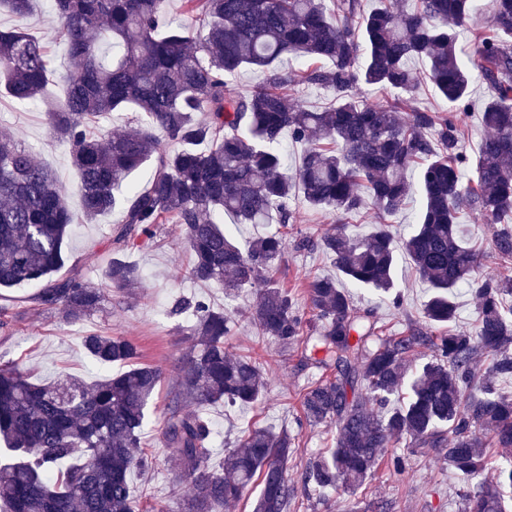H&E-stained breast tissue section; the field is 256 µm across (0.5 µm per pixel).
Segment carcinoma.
<instances>
[{
  "label": "carcinoma",
  "mask_w": 512,
  "mask_h": 512,
  "mask_svg": "<svg viewBox=\"0 0 512 512\" xmlns=\"http://www.w3.org/2000/svg\"><path fill=\"white\" fill-rule=\"evenodd\" d=\"M53 6L64 97L46 96L52 61L20 26L0 29V95L42 103L51 132L70 148L86 221L111 211L126 187L109 281L137 282L139 269L118 255L149 243L162 224L180 225L192 280L222 285L228 299L253 289L249 315L259 335L285 347L300 341L306 361L336 368L301 395L307 424L336 422L333 447L301 470L305 489L352 493L384 460L403 471L408 457L387 448L404 441L410 453L445 459L478 480L460 494L459 512H509L512 397L497 381L512 378V306L503 305L512 277H476L482 255L457 218L477 214L498 253L512 259V0H491L492 23L471 32L465 56L459 28L477 0H376L368 12L361 0H185L187 24L168 17V0ZM31 9L32 0H0L18 19ZM411 57L427 61L448 114L402 113L416 84ZM246 70L260 71L263 82L243 91L234 79ZM476 82L488 90L479 112L486 136L472 160L461 144ZM361 84L387 97L362 103L352 94ZM296 85L331 89L335 102L310 110L290 97ZM120 110L138 114L133 130L107 139L93 130L98 117ZM286 134L307 145L292 174L281 151ZM413 165L421 204L400 250L430 285L423 317L451 323L455 292L466 284L478 299L474 332L382 338L373 313L353 308L344 286L324 276L308 278V321L271 276L295 221L290 197L298 189L309 206L343 215L375 209L378 224L366 235L340 229L298 246L332 257L349 285L387 294L398 250L388 217L410 194L403 172ZM144 167V185L126 184ZM226 216L278 227L243 248ZM72 224L51 173L0 136V288L42 282L38 303L75 321L98 311L105 294L77 275L58 276ZM193 311L195 343L176 365L177 388L163 409V447L176 480L191 487L179 512H223L254 483L253 512H291L288 433L252 427L211 467V430L199 409L255 405L267 381L258 360L227 348L224 311L203 300ZM83 345L97 363L128 369L93 386L72 377L36 384L18 364H0V512H171L142 509L129 480L132 470L154 466L140 436L163 371L136 362L138 347L124 336L92 333ZM422 345L430 359L411 362Z\"/></svg>",
  "instance_id": "obj_1"
}]
</instances>
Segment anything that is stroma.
<instances>
[{
  "label": "stroma",
  "instance_id": "obj_1",
  "mask_svg": "<svg viewBox=\"0 0 512 512\" xmlns=\"http://www.w3.org/2000/svg\"><path fill=\"white\" fill-rule=\"evenodd\" d=\"M22 25L41 40L52 60H59L64 46L59 40V20L52 0H37L30 16L16 20L0 15V27ZM0 134L8 135L31 150L37 161L55 176L72 212H79L78 174L72 166L69 148L51 133L39 105H18L0 98ZM289 207L296 217L295 231L320 236L347 225L349 231L366 233L373 222L371 210L339 217L311 208L302 193H294ZM123 213L121 208L100 216L93 223L76 220L70 230L65 252V268L85 282L104 288L105 300L99 311L80 321L64 320L58 311L36 303L40 284L25 283L0 292V361H15L28 370L34 380L49 383L72 376L86 384H94L106 373L121 372V365L103 367L93 361L83 347V338L93 332L124 336L139 347L141 362L163 370L164 378L148 410L142 445L156 458L154 470L135 472L130 477L135 497L144 503L177 508L190 487L176 484L174 466L166 459L160 442L161 411L173 393L174 368L178 359L192 347L191 315L178 312L180 303L201 299L213 308L226 310L232 317L228 337L230 352L257 358L263 363L269 390L262 404L243 409L224 403L205 406L202 416L215 435L213 464H220L224 448L232 444L242 431L258 426L285 431L295 436L298 450L288 462L291 478H298L302 466L332 444L334 427L309 426L301 414L300 396L311 382L325 377L322 367H301L303 348L283 347L262 338L250 322L247 307L253 300L250 291H242L235 299H227L222 287L201 284L185 274L188 263L180 225H162L149 244L132 251L128 259L141 271L140 282L131 288L107 287L104 273L111 258V243ZM473 242L483 251L481 277L512 276V260L502 259L492 248L490 232L477 215L464 212L458 219ZM337 276L332 258L320 251L300 252L288 248L274 269L273 276L303 297L310 276ZM399 305L366 288L351 289L354 306L374 313L384 335L404 336L410 329L425 327L421 305L429 294L408 260H398L395 268ZM474 480L458 474L446 461L412 457L401 472L382 467L367 485L353 493L330 491L323 495L300 492L296 512H365L368 500L391 501L390 512H459V495L472 489Z\"/></svg>",
  "mask_w": 512,
  "mask_h": 512
}]
</instances>
